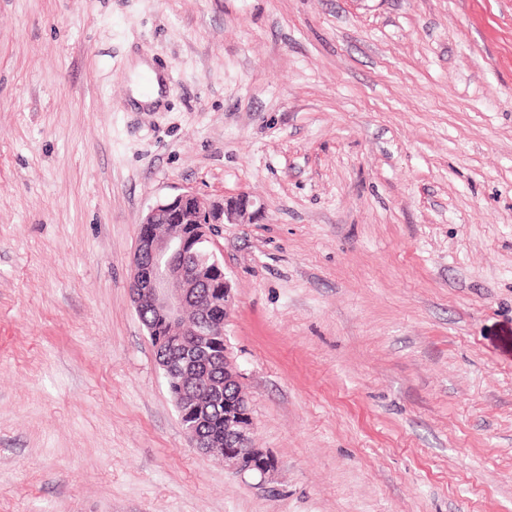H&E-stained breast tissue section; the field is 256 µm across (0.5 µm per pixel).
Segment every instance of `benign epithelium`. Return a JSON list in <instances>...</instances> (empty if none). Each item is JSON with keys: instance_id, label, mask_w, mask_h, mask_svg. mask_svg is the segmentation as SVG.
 Returning <instances> with one entry per match:
<instances>
[{"instance_id": "benign-epithelium-1", "label": "benign epithelium", "mask_w": 512, "mask_h": 512, "mask_svg": "<svg viewBox=\"0 0 512 512\" xmlns=\"http://www.w3.org/2000/svg\"><path fill=\"white\" fill-rule=\"evenodd\" d=\"M262 204L247 192L218 200L192 190L161 199L147 208L137 225L129 282L137 315L151 312L159 322L146 327L165 379H179L175 406L190 409L195 419L183 422L192 445L203 455L215 454L238 474L254 473L266 480L277 470L276 459L252 445L253 421L241 373L224 357V383L202 373L208 360L207 344L224 335L232 308L224 266L214 253L209 264L195 267L189 258L201 244H212L224 224L261 213ZM224 396L231 410L224 420V450L218 451L200 424L209 409L199 403L202 394Z\"/></svg>"}]
</instances>
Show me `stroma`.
Masks as SVG:
<instances>
[{
	"mask_svg": "<svg viewBox=\"0 0 512 512\" xmlns=\"http://www.w3.org/2000/svg\"><path fill=\"white\" fill-rule=\"evenodd\" d=\"M186 189L264 205L213 250L266 483L131 302ZM0 512H512V0H0ZM148 77L149 83H144V77ZM133 97L140 103H152L160 97L161 81L158 76L148 67L147 64L139 62L136 65L133 76Z\"/></svg>",
	"mask_w": 512,
	"mask_h": 512,
	"instance_id": "1",
	"label": "stroma"
}]
</instances>
